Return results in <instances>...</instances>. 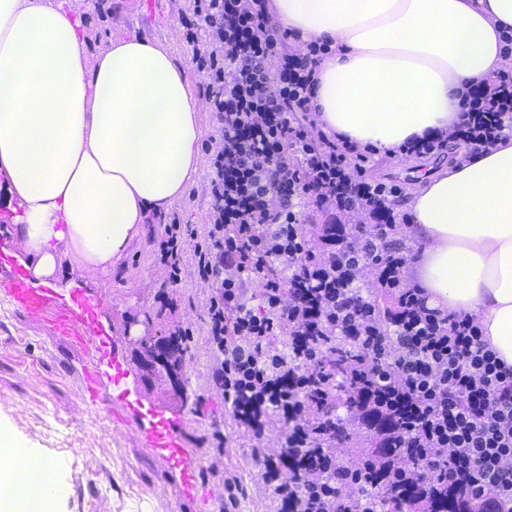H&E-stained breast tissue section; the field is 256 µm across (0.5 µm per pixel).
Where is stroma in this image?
I'll return each mask as SVG.
<instances>
[{
  "instance_id": "stroma-1",
  "label": "stroma",
  "mask_w": 512,
  "mask_h": 512,
  "mask_svg": "<svg viewBox=\"0 0 512 512\" xmlns=\"http://www.w3.org/2000/svg\"><path fill=\"white\" fill-rule=\"evenodd\" d=\"M78 16L88 60H95L112 38L142 37L166 46L188 61L191 47L183 20L184 0H162L150 19L134 13L132 0H67ZM197 89L205 76L187 68ZM451 150L426 157H373L370 175L409 192L417 169L431 172L453 162ZM154 243L133 244L121 267L110 272L62 267L59 282L95 296L112 295L101 314L119 335H169L175 326L190 329L195 342L184 355L176 381H163L168 400L184 407L185 436L205 460L203 486L216 494L206 504L188 501L177 476L144 448L134 423L114 422L111 411H90L82 397L83 356L54 339L37 322L0 298V429L15 446L58 460L66 493L50 512H275L276 502L251 455V437L238 428L215 392L204 343L209 290L199 283L192 258H185L182 280L169 285L166 270L154 264ZM223 444H216L215 435ZM236 476L241 490L228 503L225 476Z\"/></svg>"
}]
</instances>
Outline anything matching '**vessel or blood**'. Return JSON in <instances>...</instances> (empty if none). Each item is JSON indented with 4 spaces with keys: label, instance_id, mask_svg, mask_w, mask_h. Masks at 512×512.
Returning a JSON list of instances; mask_svg holds the SVG:
<instances>
[{
    "label": "vessel or blood",
    "instance_id": "b4317fda",
    "mask_svg": "<svg viewBox=\"0 0 512 512\" xmlns=\"http://www.w3.org/2000/svg\"><path fill=\"white\" fill-rule=\"evenodd\" d=\"M19 249L16 236L0 234V297L47 327L58 341L90 355L82 386L87 405L96 410L110 407L138 419L144 446L177 475L186 498L197 499L202 461L186 446L184 413L166 401L139 393L137 386L143 381L139 361L129 357L115 330L100 319L107 298H92L79 291L67 296L56 292L17 264Z\"/></svg>",
    "mask_w": 512,
    "mask_h": 512
}]
</instances>
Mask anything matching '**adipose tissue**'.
I'll return each instance as SVG.
<instances>
[{"label": "adipose tissue", "instance_id": "adipose-tissue-1", "mask_svg": "<svg viewBox=\"0 0 512 512\" xmlns=\"http://www.w3.org/2000/svg\"><path fill=\"white\" fill-rule=\"evenodd\" d=\"M299 41L326 43L312 104L327 133L396 155L448 132L470 87L512 65V0H272ZM79 20L0 0V183L18 199L23 263L112 269L199 172L201 98L184 64L138 37L87 61ZM414 281L429 305L476 316L512 367V137L410 189Z\"/></svg>", "mask_w": 512, "mask_h": 512}]
</instances>
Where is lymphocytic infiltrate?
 Returning <instances> with one entry per match:
<instances>
[{"mask_svg":"<svg viewBox=\"0 0 512 512\" xmlns=\"http://www.w3.org/2000/svg\"><path fill=\"white\" fill-rule=\"evenodd\" d=\"M198 20L191 61L205 73L217 120L208 142V222L160 217L157 262L170 284L192 252L207 300L211 377L239 426L277 512H374L375 485H416L512 512V368L498 359L475 316L430 308L409 286L405 257L371 248L410 216L398 186L366 179L373 150L327 134L311 106L326 44L293 45L270 20V0H188ZM447 134L402 145L432 154L460 140L478 152L512 136V69L470 89ZM311 197L332 222L320 243L299 223L296 200ZM352 226L350 236L337 228ZM395 306L377 320L361 289L362 268ZM260 305H253V298ZM355 347L345 389L369 423L389 398L403 452L347 465L336 454V419L325 411L336 379L321 358ZM284 425L266 447L270 419ZM433 467L425 478L420 463Z\"/></svg>","mask_w":512,"mask_h":512,"instance_id":"obj_1","label":"lymphocytic infiltrate"}]
</instances>
